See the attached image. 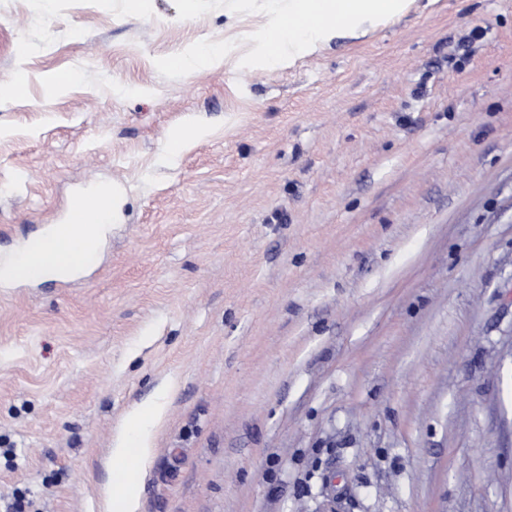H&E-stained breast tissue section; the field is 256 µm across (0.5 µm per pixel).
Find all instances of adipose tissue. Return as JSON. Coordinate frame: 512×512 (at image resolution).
Here are the masks:
<instances>
[{"mask_svg": "<svg viewBox=\"0 0 512 512\" xmlns=\"http://www.w3.org/2000/svg\"><path fill=\"white\" fill-rule=\"evenodd\" d=\"M104 205L85 223L62 220L51 225L44 239L30 247L0 257V279L26 278L30 265L44 267L46 276L75 275L84 258L97 252L109 225L122 221L126 198L123 190L102 186L97 188ZM161 406L151 402L136 407L120 425L119 436L112 450L113 490L108 512H135L138 489L133 481L141 465L139 448L145 447L146 437L159 419Z\"/></svg>", "mask_w": 512, "mask_h": 512, "instance_id": "1", "label": "adipose tissue"}]
</instances>
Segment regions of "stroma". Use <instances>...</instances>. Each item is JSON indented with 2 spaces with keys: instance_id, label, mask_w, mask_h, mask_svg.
<instances>
[{
  "instance_id": "obj_1",
  "label": "stroma",
  "mask_w": 512,
  "mask_h": 512,
  "mask_svg": "<svg viewBox=\"0 0 512 512\" xmlns=\"http://www.w3.org/2000/svg\"><path fill=\"white\" fill-rule=\"evenodd\" d=\"M265 22L0 0V85L27 75L0 255L77 193L127 198L79 276L0 281V512H105L158 395L136 512H512V0H414L290 66H154ZM208 134L209 129L207 127L196 123L170 130L166 136V158H174L180 155L188 144L203 139ZM161 409L154 401L136 407L123 418L112 448L113 490L108 512H135L138 489L132 478L140 469L146 437L159 419ZM130 447L142 448L141 454L132 455Z\"/></svg>"
}]
</instances>
